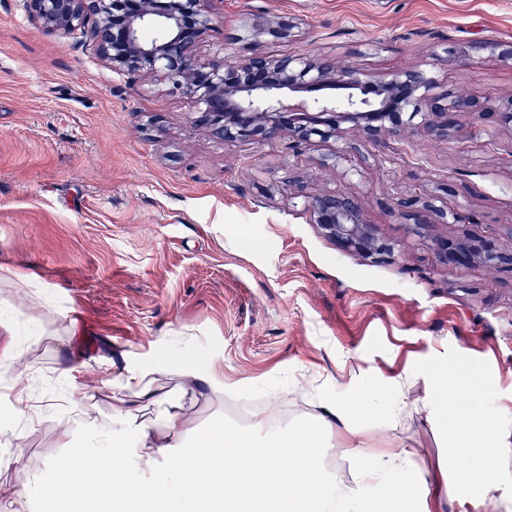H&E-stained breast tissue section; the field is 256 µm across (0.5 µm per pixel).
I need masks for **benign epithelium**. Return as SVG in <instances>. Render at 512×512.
Returning a JSON list of instances; mask_svg holds the SVG:
<instances>
[{
    "instance_id": "1",
    "label": "benign epithelium",
    "mask_w": 512,
    "mask_h": 512,
    "mask_svg": "<svg viewBox=\"0 0 512 512\" xmlns=\"http://www.w3.org/2000/svg\"><path fill=\"white\" fill-rule=\"evenodd\" d=\"M211 0H27L30 21L39 30L64 36L76 33L93 44L113 71L154 77L196 100L211 132L226 141L288 139L293 146L313 136L340 137L350 130L378 144L401 140L421 118V133L433 140L453 136L455 117L480 109L469 95L439 89L427 69L397 72L377 80L329 56H276L259 50L264 39L292 41L300 36L301 20L264 13L244 14L231 39L246 45L248 54L225 64L200 62L197 43L215 27ZM159 25L167 35L148 40L144 32ZM336 86L349 90L338 106L324 94ZM494 122L512 128V97L497 111ZM437 197L413 195L397 202L398 213L410 220L407 232L427 241L429 217H469L451 214L436 205ZM313 223L341 248L372 258L391 257L397 248L378 236L364 221L357 201L343 193L309 197ZM432 244L460 269L482 265L495 271L512 270V246L496 239L463 237L450 244L435 238Z\"/></svg>"
}]
</instances>
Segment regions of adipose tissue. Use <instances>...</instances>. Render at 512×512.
I'll return each instance as SVG.
<instances>
[{"label": "adipose tissue", "mask_w": 512, "mask_h": 512, "mask_svg": "<svg viewBox=\"0 0 512 512\" xmlns=\"http://www.w3.org/2000/svg\"><path fill=\"white\" fill-rule=\"evenodd\" d=\"M0 330L6 335L0 343V385L20 404L28 400L30 385L15 340L16 320L0 321ZM163 375L174 377V393L159 385ZM429 380L426 395L413 403L409 373L379 377L377 390L367 398L381 425L356 422L344 398L325 397L309 422L259 443L255 437L266 426L262 419L241 429L215 424L202 430L189 426L187 419L166 415L171 397L195 399L200 385H207L214 398L224 395L215 373L193 369L188 350H166L149 364L113 371L112 428L96 447L77 442L71 432L72 423L91 421V407L66 398V421L59 430L65 454L44 462L47 471L59 476L54 497L38 499L23 482L12 499L0 503V512H74L81 503L90 504L93 512H125L132 501L138 512H200L201 497L185 495L179 482L203 467L211 477L213 498L231 485L251 486V474L263 473L280 493L277 512H431V491L422 490L411 453L378 455L371 450L372 444L387 442L414 409L426 412L448 440L434 489L458 497L463 512H512V500L495 494L503 461L512 453L506 440L512 412L496 407L493 380L464 359L434 364ZM149 411L165 414L164 429L146 419ZM339 424L346 436L336 446L328 435ZM347 457L355 465L350 484L323 464L327 458L340 462ZM167 461L173 462L178 477L167 487L130 478L131 468L151 471Z\"/></svg>", "instance_id": "obj_1"}]
</instances>
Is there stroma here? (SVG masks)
Here are the masks:
<instances>
[{
	"mask_svg": "<svg viewBox=\"0 0 512 512\" xmlns=\"http://www.w3.org/2000/svg\"><path fill=\"white\" fill-rule=\"evenodd\" d=\"M219 24L197 47L201 61L234 60L229 41L245 11L302 18L304 33L268 41L271 55L327 53L382 79L417 64L443 88L481 99L512 96V61L476 43L512 40V0H213ZM339 152L333 169L322 156ZM446 182L443 207L468 223L432 234L488 237L512 225V131L487 136L460 119L459 138L423 135L366 146L363 139L227 142L199 121L197 104L164 81L113 72L73 37L36 30L24 0H0V269H22L64 312L22 337L34 427L0 417V455L23 449L34 490L61 455L54 398L106 368L146 363L187 341L194 368L216 366L224 399L199 397L200 427L225 407L254 403L253 419L283 412L278 430L314 406L293 388L358 393L357 366L413 373L424 397L427 368L465 358L512 407V272L457 271L408 236L398 198ZM352 196L366 223L400 243L382 262L341 249L313 224L305 191ZM355 414L380 416L356 398ZM415 454L423 477L446 450L436 425L410 412L391 441Z\"/></svg>",
	"mask_w": 512,
	"mask_h": 512,
	"instance_id": "35a3bbf8",
	"label": "stroma"
}]
</instances>
